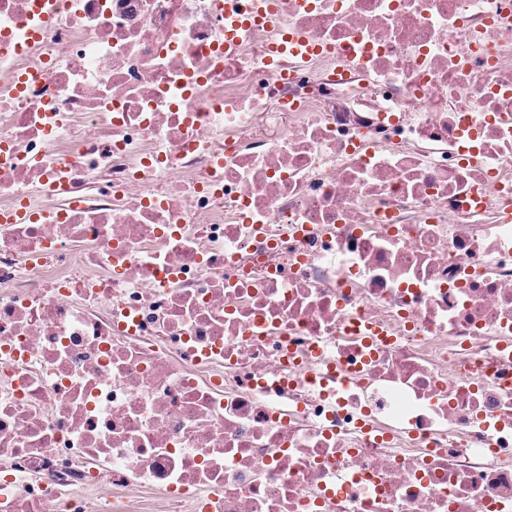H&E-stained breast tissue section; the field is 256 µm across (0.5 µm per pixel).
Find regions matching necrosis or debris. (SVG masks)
I'll use <instances>...</instances> for the list:
<instances>
[{"mask_svg": "<svg viewBox=\"0 0 512 512\" xmlns=\"http://www.w3.org/2000/svg\"><path fill=\"white\" fill-rule=\"evenodd\" d=\"M253 2L0 0V512H512V0Z\"/></svg>", "mask_w": 512, "mask_h": 512, "instance_id": "necrosis-or-debris-1", "label": "necrosis or debris"}]
</instances>
